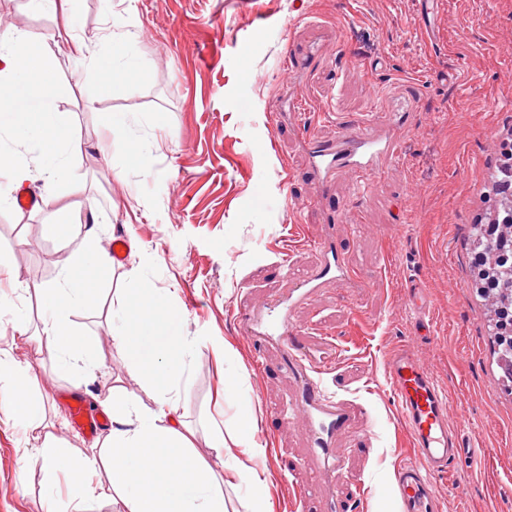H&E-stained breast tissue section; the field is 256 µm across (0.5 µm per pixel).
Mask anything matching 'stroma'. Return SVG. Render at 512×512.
I'll return each instance as SVG.
<instances>
[{"instance_id":"1","label":"stroma","mask_w":512,"mask_h":512,"mask_svg":"<svg viewBox=\"0 0 512 512\" xmlns=\"http://www.w3.org/2000/svg\"><path fill=\"white\" fill-rule=\"evenodd\" d=\"M112 16L136 34L124 47L123 79L77 76L65 53L57 55L55 110L83 151L65 180H30L55 190V210L0 208V239L18 245L20 280L59 277L81 243L66 237L55 215L85 218V199L95 197L108 217L97 228L100 245L118 233L132 245L90 306L72 316L75 330L92 341L105 336L112 298L132 287V275L167 295L194 349L188 380L173 397L196 432L195 447L220 468L211 439L235 426L266 450L254 466L272 475L275 512H322L307 437L288 422L292 380L273 348L266 374L258 373L235 315L285 292L317 262L309 245L285 261L278 254L286 226L304 225L314 237L325 229L311 203L305 135L329 138L337 121L415 108L417 125L393 131L400 162L373 177L365 196H353L350 174L335 179L334 232L362 287L325 288L297 320L335 339L325 383L354 412L336 441L348 512H397L392 478L412 451L385 368L410 340L403 248L415 249L435 336L418 354L489 459L446 493L445 512H512V400L497 397L466 249L493 137L512 125V0H81L79 29L102 34ZM1 17L37 37L56 25L25 0H0ZM287 28L298 47L323 49L295 86L306 104L303 130L281 102L278 36ZM122 115L134 116L131 132L145 153L119 180L97 143L103 121ZM39 371L48 419L66 412L67 392L80 391L94 409L114 381L142 392L117 358L94 371L59 372L48 363ZM22 445L0 415V512H44L45 476L23 458Z\"/></svg>"}]
</instances>
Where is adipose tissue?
Here are the masks:
<instances>
[{"instance_id":"1","label":"adipose tissue","mask_w":512,"mask_h":512,"mask_svg":"<svg viewBox=\"0 0 512 512\" xmlns=\"http://www.w3.org/2000/svg\"><path fill=\"white\" fill-rule=\"evenodd\" d=\"M28 6L57 19L58 25L48 39L14 29L0 32V100L20 114L39 108L40 121L22 141L40 149L41 167L56 181L69 173L81 142L73 130L54 119L58 88L52 81L56 60L49 43H67L76 74L103 62L109 79L117 81L125 74L120 50L125 35L114 24L92 39L80 34L79 0H28ZM130 123L127 116L106 122L98 142L109 171L118 179L139 162L144 149L129 135ZM22 141L13 129L0 125V208L10 204L11 186L28 176L15 150ZM91 216L88 224L61 216V223L71 224L73 235L82 237V252L53 285L33 288L42 299L44 340H36L20 304L11 311L13 338L33 347L35 357L47 356L63 368L80 362L100 366L106 349H114L154 404L143 406L139 396L124 386L110 387L104 404L112 410L111 433L91 452L75 451L60 444L58 432L65 429L64 420H57L54 431H47L30 404L32 392L40 388L33 359L0 358V410L7 411L22 430L30 443L28 455L48 477L45 512H56L61 482L75 473L80 476L81 498L110 499L120 505L121 512H238L224 490L244 483L266 485V477L250 464L265 451L250 449L247 459L232 458L217 471L195 454L193 431L179 429L171 393L178 389L192 355L180 330L182 312L139 281L113 300L108 341L88 342L70 328L71 315L94 299V286L109 268L105 251L93 243L102 214L95 210Z\"/></svg>"}]
</instances>
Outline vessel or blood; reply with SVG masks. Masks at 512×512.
I'll list each match as a JSON object with an SVG mask.
<instances>
[{"mask_svg": "<svg viewBox=\"0 0 512 512\" xmlns=\"http://www.w3.org/2000/svg\"><path fill=\"white\" fill-rule=\"evenodd\" d=\"M284 58L292 75L303 73L310 65L308 54L298 52L291 39L284 44ZM401 123L415 125V114L384 113L353 124L340 122L334 138L306 139L308 179L318 189L314 203L325 216H332L336 210L332 187L338 172H350L362 186L382 165L398 160L390 131ZM11 205L21 212L33 213L42 209L43 199L33 188L23 186L15 192ZM315 247L319 254L315 272L306 287L290 290L277 317L268 319L263 312L244 310L237 318L247 328L253 345H271L281 350L282 366L295 380L291 414L305 427L309 458L329 486L339 471L335 442L348 427L352 411L323 383L336 360L335 346L309 343L308 328L297 323L294 314L324 283L352 282L356 273L335 237H319ZM405 294L415 342L390 355L386 375L403 427L410 436L413 458L395 470L393 485L401 512H444L439 483L447 481L453 488L465 479L467 472L458 463L471 458L469 437L453 417L447 390L438 384L414 348L415 343L434 339L426 319L427 290L416 280L408 284ZM68 409L73 426L88 435H97L110 425L107 413L89 411L78 393H69Z\"/></svg>", "mask_w": 512, "mask_h": 512, "instance_id": "obj_1", "label": "vessel or blood"}]
</instances>
